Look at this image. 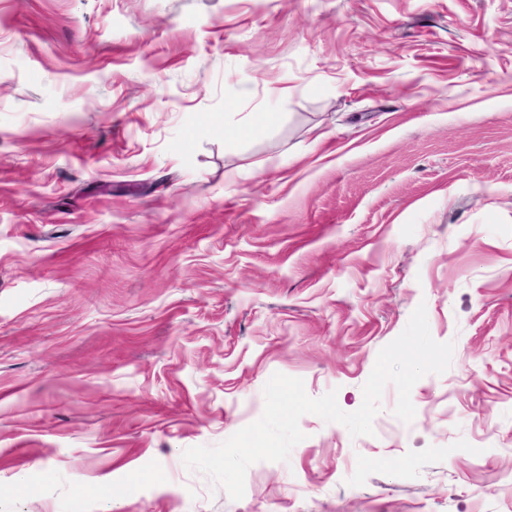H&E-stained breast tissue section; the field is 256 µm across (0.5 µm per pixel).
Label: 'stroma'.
Here are the masks:
<instances>
[{
	"label": "stroma",
	"mask_w": 512,
	"mask_h": 512,
	"mask_svg": "<svg viewBox=\"0 0 512 512\" xmlns=\"http://www.w3.org/2000/svg\"><path fill=\"white\" fill-rule=\"evenodd\" d=\"M231 500L184 450L273 374ZM0 512H512V0H0Z\"/></svg>",
	"instance_id": "stroma-1"
}]
</instances>
